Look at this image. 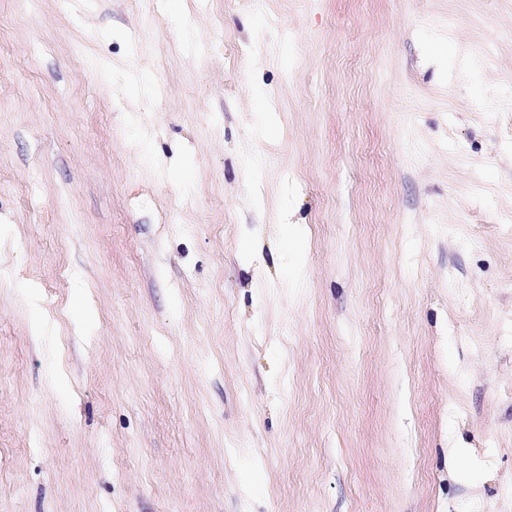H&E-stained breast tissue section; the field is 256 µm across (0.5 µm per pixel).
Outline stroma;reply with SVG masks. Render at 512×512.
<instances>
[{
  "instance_id": "obj_1",
  "label": "stroma",
  "mask_w": 512,
  "mask_h": 512,
  "mask_svg": "<svg viewBox=\"0 0 512 512\" xmlns=\"http://www.w3.org/2000/svg\"><path fill=\"white\" fill-rule=\"evenodd\" d=\"M183 2L0 0V512H512V0Z\"/></svg>"
}]
</instances>
